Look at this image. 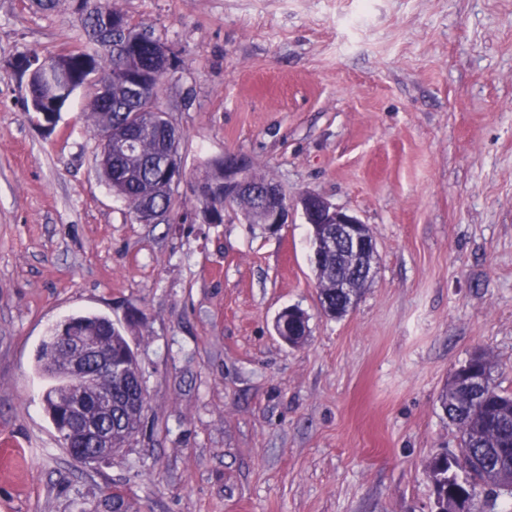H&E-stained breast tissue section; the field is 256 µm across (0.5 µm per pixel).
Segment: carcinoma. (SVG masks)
Listing matches in <instances>:
<instances>
[{"mask_svg":"<svg viewBox=\"0 0 512 512\" xmlns=\"http://www.w3.org/2000/svg\"><path fill=\"white\" fill-rule=\"evenodd\" d=\"M75 2L93 36L97 35L94 19L98 13L113 18L125 62L110 53L99 56L77 52L70 55L64 71L59 73L53 68L51 72L59 82L93 88L90 118L95 133L100 135L109 128L138 132L131 152H114L105 157L101 167L103 178L129 204L134 215H139L142 206L148 204L159 212L155 218L159 223L186 221L188 214L174 213L173 193L162 190L166 176L153 166L155 159L175 141L167 112L162 108L161 90L177 61L155 63L153 31L132 22L112 6V0ZM48 92L46 74L35 73L29 84L30 100L45 107ZM201 182L209 193L197 196L198 205L212 211L218 223H224V159L207 163ZM311 242L320 305L326 315L340 317L347 312L346 295L336 284L346 281L355 285L357 280L349 277L350 263L336 246L335 227L322 225L311 231ZM74 326L83 327L103 346L112 349L115 368L111 377L102 379L101 386L112 391V447L123 448L142 421L122 402V398L136 393V386L126 375L138 363L123 329L107 317H70L42 341L37 361L39 371L50 382L46 391L47 412L54 425H59V408L52 396L68 389L70 380L65 372V353L56 350L55 337L69 333ZM494 372L492 359L485 353H476L453 372L439 395L440 407L458 428L460 442L458 451L438 453L429 461L436 512H455L456 499L462 495L478 500L477 512H495L500 498V512H512V395L498 389Z\"/></svg>","mask_w":512,"mask_h":512,"instance_id":"obj_1","label":"carcinoma"}]
</instances>
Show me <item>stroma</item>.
Wrapping results in <instances>:
<instances>
[{"label": "stroma", "mask_w": 512, "mask_h": 512, "mask_svg": "<svg viewBox=\"0 0 512 512\" xmlns=\"http://www.w3.org/2000/svg\"><path fill=\"white\" fill-rule=\"evenodd\" d=\"M180 64L162 86L193 208L206 160L244 156L373 231L376 273L321 309L310 227L145 224L99 171L77 90L54 131L19 57L99 51L73 0H0V512H431L456 447L438 397L476 351L512 392V0H112ZM308 318L300 346L273 323ZM75 314L123 324L148 397L112 460L61 446L36 369ZM49 87L48 82L46 79V72L41 73L40 71L35 73L31 83L29 84V94L30 98L27 103V110L26 112H31L34 114V121L43 126L44 128H47L51 125V123L47 120L46 114L40 111L38 107L35 105H41L45 108H48L47 105L52 103L54 100L50 99L47 102L45 99L48 97ZM33 101L35 103L31 104V111H30V102ZM30 113V114H31Z\"/></svg>", "instance_id": "1"}]
</instances>
